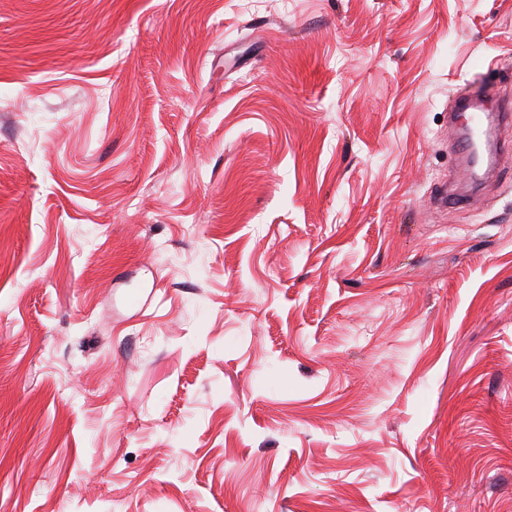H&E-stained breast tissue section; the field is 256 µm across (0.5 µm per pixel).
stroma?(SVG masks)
<instances>
[{"mask_svg":"<svg viewBox=\"0 0 512 512\" xmlns=\"http://www.w3.org/2000/svg\"><path fill=\"white\" fill-rule=\"evenodd\" d=\"M512 0H0V512H512V158L437 199Z\"/></svg>","mask_w":512,"mask_h":512,"instance_id":"1","label":"stroma"}]
</instances>
